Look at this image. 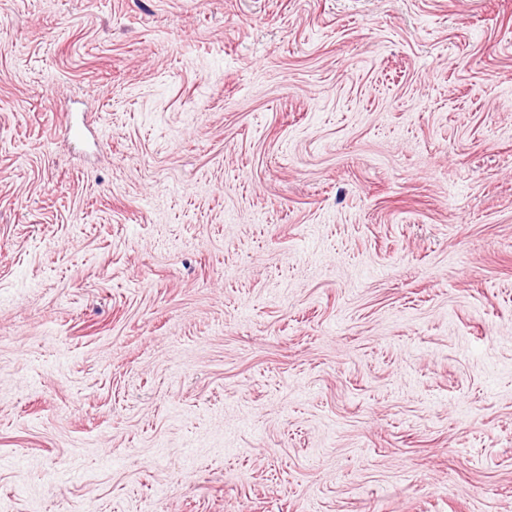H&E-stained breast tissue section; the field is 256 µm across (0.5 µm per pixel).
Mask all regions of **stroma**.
<instances>
[{
  "label": "stroma",
  "instance_id": "35a3bbf8",
  "mask_svg": "<svg viewBox=\"0 0 512 512\" xmlns=\"http://www.w3.org/2000/svg\"><path fill=\"white\" fill-rule=\"evenodd\" d=\"M0 512H512V0H0Z\"/></svg>",
  "mask_w": 512,
  "mask_h": 512
}]
</instances>
